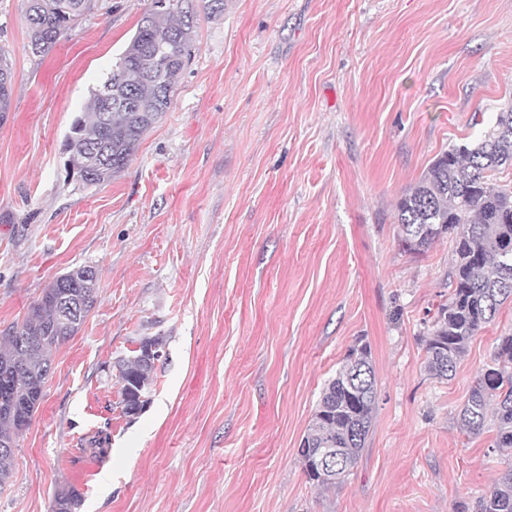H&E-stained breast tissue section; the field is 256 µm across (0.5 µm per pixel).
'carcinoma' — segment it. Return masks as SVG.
Wrapping results in <instances>:
<instances>
[{"instance_id": "1", "label": "carcinoma", "mask_w": 512, "mask_h": 512, "mask_svg": "<svg viewBox=\"0 0 512 512\" xmlns=\"http://www.w3.org/2000/svg\"><path fill=\"white\" fill-rule=\"evenodd\" d=\"M92 8L93 0H27V48L34 55L50 53ZM201 14L224 15V0H155L114 68L91 91L65 140L69 168L86 148L105 153V163L78 177L84 185H102L124 171L142 136L170 109ZM12 93V64L1 54L0 112L10 111ZM506 168L512 169V103L495 113L477 141L438 154L396 203L398 241L405 252L423 255L447 236L454 244L452 292L439 307L425 344V368L438 379L455 375L472 338L512 301V185L495 183ZM86 273L98 276L95 268L84 266L57 277L22 324L0 338V490L13 476L17 439L44 398L52 349L79 332L96 303L98 287H86ZM158 343L157 337H144L131 358L118 362L119 405L126 416L140 414L149 401L156 365L144 357V348ZM375 401L371 351L362 344L349 351L325 383L300 442L308 482L327 490L350 475L365 447ZM460 419L470 434L480 433L492 420L494 447L512 450V334L499 339ZM319 448L339 450L340 472L330 473L315 462ZM78 506L74 488L56 491L53 512H76ZM478 512H512V466L480 498Z\"/></svg>"}]
</instances>
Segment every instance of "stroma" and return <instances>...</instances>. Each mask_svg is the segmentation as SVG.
Here are the masks:
<instances>
[{
	"mask_svg": "<svg viewBox=\"0 0 512 512\" xmlns=\"http://www.w3.org/2000/svg\"><path fill=\"white\" fill-rule=\"evenodd\" d=\"M153 0H96L47 56L25 0H0L13 62L0 117V333L58 276L98 269L81 331L51 352L0 512H455L512 458L459 412L512 303L455 375L425 369L453 242L401 249L395 203L479 118L512 102V0H226L200 18L168 112L123 172L69 177L64 143ZM162 340L149 401L118 405L117 363ZM377 380L348 479L297 456L321 389L357 342ZM109 439L104 457L89 440Z\"/></svg>",
	"mask_w": 512,
	"mask_h": 512,
	"instance_id": "1",
	"label": "stroma"
}]
</instances>
